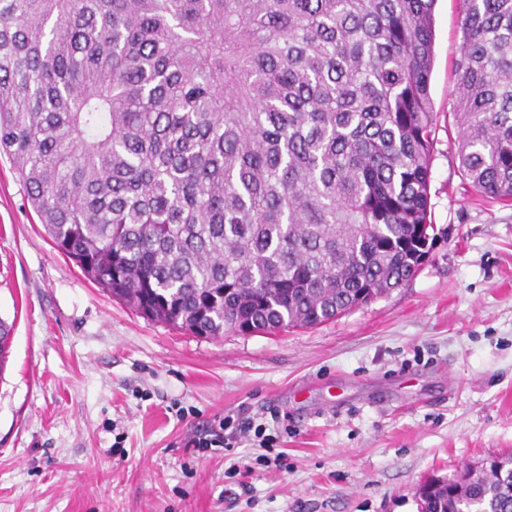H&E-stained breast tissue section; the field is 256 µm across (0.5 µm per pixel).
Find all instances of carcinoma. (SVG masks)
I'll use <instances>...</instances> for the list:
<instances>
[{
    "instance_id": "cac0c4a2",
    "label": "carcinoma",
    "mask_w": 512,
    "mask_h": 512,
    "mask_svg": "<svg viewBox=\"0 0 512 512\" xmlns=\"http://www.w3.org/2000/svg\"><path fill=\"white\" fill-rule=\"evenodd\" d=\"M436 0H0V154L85 277L215 338L406 286L430 218ZM458 164L512 202V0H460ZM424 512H512V453Z\"/></svg>"
}]
</instances>
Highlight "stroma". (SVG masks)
<instances>
[{
	"label": "stroma",
	"mask_w": 512,
	"mask_h": 512,
	"mask_svg": "<svg viewBox=\"0 0 512 512\" xmlns=\"http://www.w3.org/2000/svg\"><path fill=\"white\" fill-rule=\"evenodd\" d=\"M460 8L434 10L444 236L407 286L313 329L207 339L136 314L0 155V512H419L424 481L512 451V205L457 169ZM227 416L271 447L196 448Z\"/></svg>",
	"instance_id": "35a3bbf8"
}]
</instances>
